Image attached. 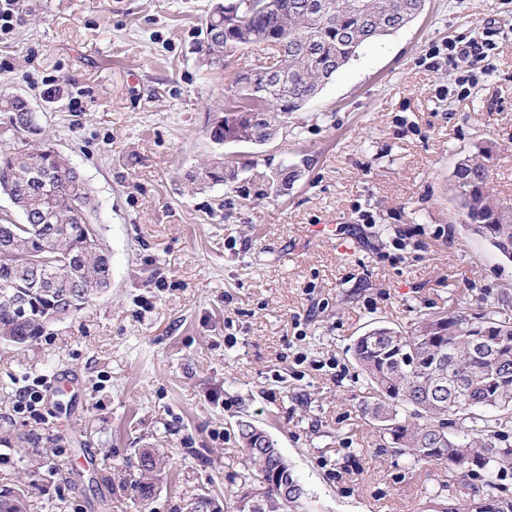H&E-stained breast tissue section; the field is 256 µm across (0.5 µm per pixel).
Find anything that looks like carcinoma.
<instances>
[{
  "label": "carcinoma",
  "mask_w": 512,
  "mask_h": 512,
  "mask_svg": "<svg viewBox=\"0 0 512 512\" xmlns=\"http://www.w3.org/2000/svg\"><path fill=\"white\" fill-rule=\"evenodd\" d=\"M324 15L307 11V0H271L259 14L248 0H224L206 19V53L212 63L224 61L227 37L224 20L236 22L231 33L237 49L273 50L279 79H267L263 67L237 75V91L228 97L223 116L211 137L262 141L265 128L301 109L322 86L345 67L365 44L415 18V0H326ZM18 96L0 91L5 130L17 148L0 154V192L6 194L21 221L0 223V341L26 346L59 322L89 305L112 284L110 258L92 222L96 211L92 191L82 173L56 148L44 142L28 145L38 126L35 112L17 113ZM260 110L268 122L250 127L245 113ZM19 118H14V114ZM496 143L487 140L462 156L450 182L460 223L480 235L512 261V209L496 200L491 173ZM194 190L224 182V170L208 166L188 175ZM15 291L29 293L25 315L4 304ZM468 301L451 312L425 315L403 331L381 326L357 338L352 356L375 392L362 407L385 440L407 452L416 465H475L490 473L512 471V444L505 429L512 426V321L501 315L509 306L497 304L471 313ZM456 433H448V424ZM258 427L239 423V437L258 485L243 488L238 500L252 493L261 498L258 512H291L281 496V480L294 474L278 472L279 461L267 448L253 447ZM39 435L5 429L0 444L15 457L26 480L0 486V512H26L32 487L53 472L38 450ZM166 460L144 448L124 487L142 507L155 494V479ZM488 480L481 500L512 512V499L495 493ZM477 501L460 503L442 486L433 497L432 512H474Z\"/></svg>",
  "instance_id": "1"
}]
</instances>
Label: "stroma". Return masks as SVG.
<instances>
[{
    "label": "stroma",
    "instance_id": "stroma-1",
    "mask_svg": "<svg viewBox=\"0 0 512 512\" xmlns=\"http://www.w3.org/2000/svg\"><path fill=\"white\" fill-rule=\"evenodd\" d=\"M214 4L21 0L0 35V90L37 112L31 144L51 141L83 174L112 265L90 307L0 345V420L41 433L56 470L29 512H186L202 492L233 512L252 475L243 419L276 442L313 512H424L443 484L472 499L485 471L384 447L350 348L459 296L476 308L512 294V262L460 224L448 192L457 159L492 139L491 186L512 206V0H426L273 140L223 146L210 130L255 52L206 64ZM487 22L494 73L460 88L443 50ZM220 153L233 184L191 192L187 173ZM58 372L76 396L16 411L20 388ZM141 448L170 459L144 510L118 478Z\"/></svg>",
    "mask_w": 512,
    "mask_h": 512
}]
</instances>
